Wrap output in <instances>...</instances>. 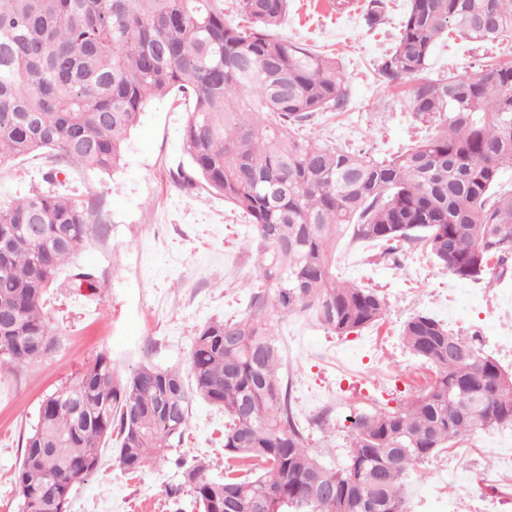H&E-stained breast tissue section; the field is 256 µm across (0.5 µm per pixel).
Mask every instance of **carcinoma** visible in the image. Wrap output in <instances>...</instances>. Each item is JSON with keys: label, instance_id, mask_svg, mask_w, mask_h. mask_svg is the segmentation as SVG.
<instances>
[{"label": "carcinoma", "instance_id": "cac0c4a2", "mask_svg": "<svg viewBox=\"0 0 512 512\" xmlns=\"http://www.w3.org/2000/svg\"><path fill=\"white\" fill-rule=\"evenodd\" d=\"M236 6L244 26L224 20V0H0V164L45 150L48 181L61 164L113 170L147 102L178 92L192 103L182 140L193 171L248 217L262 248L248 312L195 336L192 387L151 363L122 377L100 353L42 400L15 474L21 512H68L112 439L128 474L173 465L166 495L191 494L198 512H404L410 470L476 430L512 425V374L478 332L459 357L448 344L459 335L418 313L402 336L436 368L434 383L399 409L358 415L332 471L296 422L272 339L275 312L345 336L384 317L383 294L336 282L333 249L348 227L364 244H419L460 280L492 286L512 271V190L500 183L512 167V62L429 74L444 37L512 40V0H410L378 70L389 83L422 75L408 105L429 134L382 161L303 136L349 88L336 58L280 35L288 0ZM386 9L369 0L366 25ZM95 217L93 203L54 191L0 206V360L12 368L59 344L46 294L101 231ZM68 287L94 298L99 277L82 267ZM466 392L482 402L467 405ZM194 398L224 410V455L252 477L216 478L174 454Z\"/></svg>", "mask_w": 512, "mask_h": 512}]
</instances>
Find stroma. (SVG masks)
Wrapping results in <instances>:
<instances>
[{"mask_svg":"<svg viewBox=\"0 0 512 512\" xmlns=\"http://www.w3.org/2000/svg\"><path fill=\"white\" fill-rule=\"evenodd\" d=\"M356 2V10L339 13L332 0H290L280 32L335 55L350 89L344 112L318 115L305 135L381 159L424 135L406 104L417 76L397 86L377 69L409 0H388L374 29L360 10L366 0ZM496 61H512V42L443 41L432 55L431 73L473 74ZM188 113V105L171 96L150 101L127 135L119 166L108 172L67 169L50 184L41 158L0 165V203L52 189L93 201L105 228L74 265L96 270L98 296L67 289L73 267L64 268L45 308L58 347L25 370L0 365V512H19L14 474L47 394L102 352L123 376L144 362L189 374L198 330L214 319L241 317L248 308L259 263L249 221L204 184L184 189L173 180L177 170L191 168L181 140ZM336 277L382 292L385 318L341 336L304 314L273 316L281 377L308 429L309 446L326 467L343 462L356 415L398 408L433 382V367L402 341L401 328L414 314L433 315L464 336L479 331L502 368L512 372V280L490 288L461 281L418 246L404 244L386 255L347 234L336 244ZM183 447L225 474L223 410L194 400ZM510 452L512 426H505L478 431L431 457L406 480V512H434L441 499L452 501L453 512H512V475L501 468ZM177 481L167 464L122 472L106 448L98 470L74 490L69 512H197L192 497L166 496V486Z\"/></svg>","mask_w":512,"mask_h":512,"instance_id":"stroma-1","label":"stroma"}]
</instances>
